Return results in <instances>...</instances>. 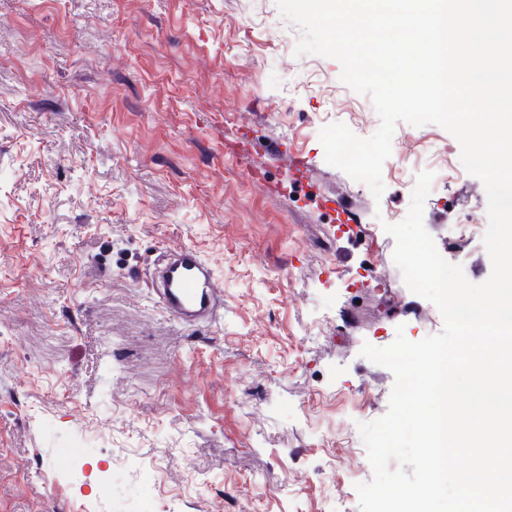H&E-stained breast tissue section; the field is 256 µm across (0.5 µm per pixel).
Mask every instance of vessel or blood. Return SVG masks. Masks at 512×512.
<instances>
[{
  "label": "vessel or blood",
  "mask_w": 512,
  "mask_h": 512,
  "mask_svg": "<svg viewBox=\"0 0 512 512\" xmlns=\"http://www.w3.org/2000/svg\"><path fill=\"white\" fill-rule=\"evenodd\" d=\"M160 279L155 302L169 315L188 322H209L224 306V294L212 268L195 249H173Z\"/></svg>",
  "instance_id": "b4317fda"
}]
</instances>
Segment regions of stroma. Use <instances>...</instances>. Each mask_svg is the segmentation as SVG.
I'll use <instances>...</instances> for the list:
<instances>
[{
	"mask_svg": "<svg viewBox=\"0 0 512 512\" xmlns=\"http://www.w3.org/2000/svg\"><path fill=\"white\" fill-rule=\"evenodd\" d=\"M299 37L275 0H0V512H358L394 384L361 349L443 329L383 226L441 174L424 226L480 283L448 227L487 199L436 124L396 125L381 198L328 165L324 126L380 119ZM178 246L215 322L153 300Z\"/></svg>",
	"mask_w": 512,
	"mask_h": 512,
	"instance_id": "obj_1",
	"label": "stroma"
}]
</instances>
